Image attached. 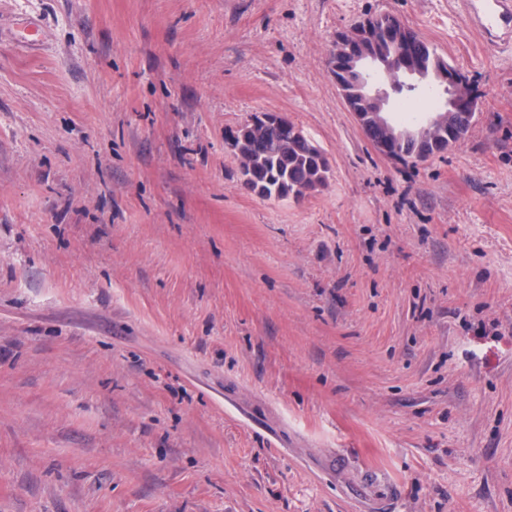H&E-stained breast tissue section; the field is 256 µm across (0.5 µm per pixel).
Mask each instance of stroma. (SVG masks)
Segmentation results:
<instances>
[{
    "instance_id": "35a3bbf8",
    "label": "stroma",
    "mask_w": 512,
    "mask_h": 512,
    "mask_svg": "<svg viewBox=\"0 0 512 512\" xmlns=\"http://www.w3.org/2000/svg\"><path fill=\"white\" fill-rule=\"evenodd\" d=\"M375 11L479 88L444 156L341 99ZM261 112L327 187L243 186ZM0 512H512V44L458 0H0Z\"/></svg>"
}]
</instances>
